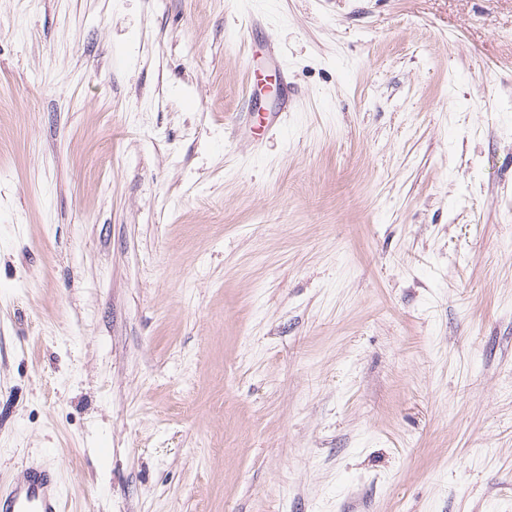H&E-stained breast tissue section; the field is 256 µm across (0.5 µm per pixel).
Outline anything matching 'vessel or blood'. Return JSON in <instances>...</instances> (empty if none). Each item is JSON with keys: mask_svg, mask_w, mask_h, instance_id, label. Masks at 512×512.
Here are the masks:
<instances>
[{"mask_svg": "<svg viewBox=\"0 0 512 512\" xmlns=\"http://www.w3.org/2000/svg\"><path fill=\"white\" fill-rule=\"evenodd\" d=\"M0 512H62L51 472L29 468L14 487L0 489Z\"/></svg>", "mask_w": 512, "mask_h": 512, "instance_id": "b4317fda", "label": "vessel or blood"}]
</instances>
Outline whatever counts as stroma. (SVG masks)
I'll list each match as a JSON object with an SVG mask.
<instances>
[{"mask_svg": "<svg viewBox=\"0 0 512 512\" xmlns=\"http://www.w3.org/2000/svg\"><path fill=\"white\" fill-rule=\"evenodd\" d=\"M39 463L63 512H512V0H0Z\"/></svg>", "mask_w": 512, "mask_h": 512, "instance_id": "stroma-1", "label": "stroma"}]
</instances>
